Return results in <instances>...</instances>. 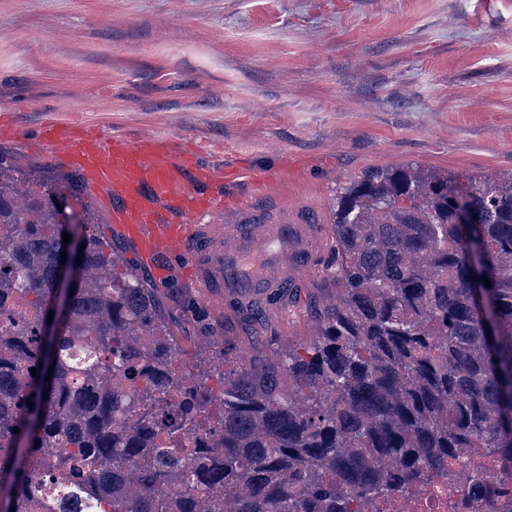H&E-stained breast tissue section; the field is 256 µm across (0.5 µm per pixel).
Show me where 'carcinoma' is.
<instances>
[{
    "label": "carcinoma",
    "mask_w": 512,
    "mask_h": 512,
    "mask_svg": "<svg viewBox=\"0 0 512 512\" xmlns=\"http://www.w3.org/2000/svg\"><path fill=\"white\" fill-rule=\"evenodd\" d=\"M61 188L78 184L0 155V308L20 316L0 338V512L25 496L40 448L72 467L67 495L112 512H382L457 468L495 491L498 458H512V179L402 165L349 183L332 224L339 302L318 338L232 369L215 351L188 392L164 385L181 364L154 290L92 235L79 286L49 306ZM461 201L482 219L477 270ZM475 278L492 284L484 317ZM172 400L180 417L165 424Z\"/></svg>",
    "instance_id": "cac0c4a2"
}]
</instances>
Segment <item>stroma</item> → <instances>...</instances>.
Segmentation results:
<instances>
[{
    "label": "stroma",
    "instance_id": "obj_1",
    "mask_svg": "<svg viewBox=\"0 0 512 512\" xmlns=\"http://www.w3.org/2000/svg\"><path fill=\"white\" fill-rule=\"evenodd\" d=\"M0 139L23 167L63 175L37 141L47 120L191 141L241 202L306 205L325 225L342 188L409 164L512 176V0H0ZM88 233L157 304L195 368L280 356L317 336L338 299L329 268L298 310L212 317L177 280L157 286L103 202Z\"/></svg>",
    "mask_w": 512,
    "mask_h": 512
}]
</instances>
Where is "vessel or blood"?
Wrapping results in <instances>:
<instances>
[{"label": "vessel or blood", "mask_w": 512, "mask_h": 512, "mask_svg": "<svg viewBox=\"0 0 512 512\" xmlns=\"http://www.w3.org/2000/svg\"><path fill=\"white\" fill-rule=\"evenodd\" d=\"M39 141L79 174L89 199L111 206L114 227L156 281L180 278L214 315L246 313L253 289L302 297L326 228L303 206L254 207L220 194L212 167L166 135L130 139L76 121L48 120Z\"/></svg>", "instance_id": "1"}]
</instances>
